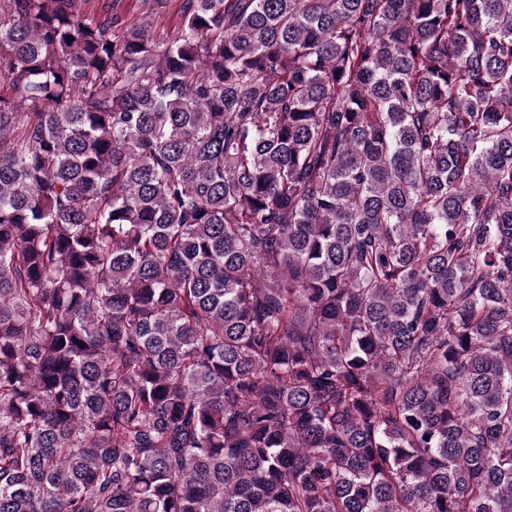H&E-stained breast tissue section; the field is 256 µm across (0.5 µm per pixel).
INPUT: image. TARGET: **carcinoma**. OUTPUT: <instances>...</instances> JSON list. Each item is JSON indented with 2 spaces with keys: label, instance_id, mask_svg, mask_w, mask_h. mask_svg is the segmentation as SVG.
I'll use <instances>...</instances> for the list:
<instances>
[{
  "label": "carcinoma",
  "instance_id": "carcinoma-1",
  "mask_svg": "<svg viewBox=\"0 0 512 512\" xmlns=\"http://www.w3.org/2000/svg\"><path fill=\"white\" fill-rule=\"evenodd\" d=\"M0 512H512V0H0Z\"/></svg>",
  "mask_w": 512,
  "mask_h": 512
}]
</instances>
